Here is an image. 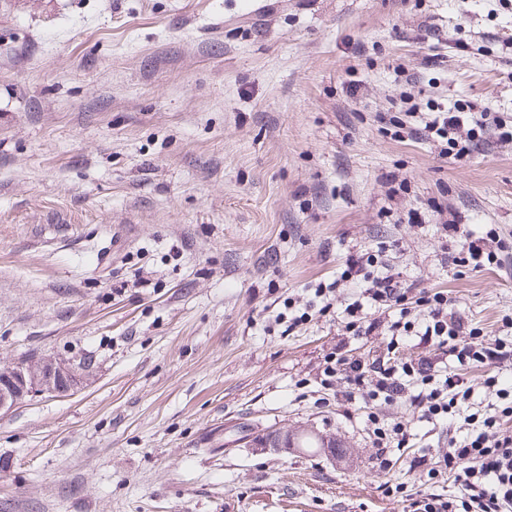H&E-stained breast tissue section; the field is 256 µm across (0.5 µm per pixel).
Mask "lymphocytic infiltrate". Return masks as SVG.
I'll list each match as a JSON object with an SVG mask.
<instances>
[{
	"label": "lymphocytic infiltrate",
	"instance_id": "lymphocytic-infiltrate-1",
	"mask_svg": "<svg viewBox=\"0 0 512 512\" xmlns=\"http://www.w3.org/2000/svg\"><path fill=\"white\" fill-rule=\"evenodd\" d=\"M488 129L474 113L433 106L409 134L445 141L444 155L460 160L484 141ZM447 213L443 204L432 200L427 210L410 209L408 221L419 224L430 215L440 219L445 237L455 247L454 264L480 268L512 250V243L496 229L476 236ZM377 263L376 255L367 251L349 254L341 277L357 281L363 299L378 311L394 309L399 316L384 323L364 320L360 301H355L344 308L346 331L367 336L382 328L390 348H397L400 337L406 336L420 346L438 347L448 354L451 365L436 375L425 360L414 364L389 357L367 364L339 354L326 363L324 385L342 383L345 404L367 410L366 428L382 471L390 463L389 449L404 447L411 431L401 420L379 415V406L405 402L421 417L453 426L457 435L450 438L446 452L423 454L414 461L427 480L444 474L457 489L450 498L429 494L424 512H512V386H503L499 376L504 364H512V343L488 338L481 328L450 317L447 293L406 286L396 276L375 272ZM471 367L483 369L484 385L496 396V404L470 406L471 386L463 371Z\"/></svg>",
	"mask_w": 512,
	"mask_h": 512
}]
</instances>
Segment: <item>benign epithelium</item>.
<instances>
[{"mask_svg": "<svg viewBox=\"0 0 512 512\" xmlns=\"http://www.w3.org/2000/svg\"><path fill=\"white\" fill-rule=\"evenodd\" d=\"M87 376V370L54 358H40L26 363L0 366V416H4L28 400L42 395L63 396L78 387ZM295 430L278 428L276 432L248 437V447L260 453L274 455L294 454Z\"/></svg>", "mask_w": 512, "mask_h": 512, "instance_id": "1", "label": "benign epithelium"}]
</instances>
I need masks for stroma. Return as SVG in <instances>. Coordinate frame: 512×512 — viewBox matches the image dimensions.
Returning <instances> with one entry per match:
<instances>
[{"label": "stroma", "mask_w": 512, "mask_h": 512, "mask_svg": "<svg viewBox=\"0 0 512 512\" xmlns=\"http://www.w3.org/2000/svg\"><path fill=\"white\" fill-rule=\"evenodd\" d=\"M359 91L349 94L350 81ZM512 120L500 0H0V363L91 358L69 395L0 417V512H416L412 460L447 427L405 405L411 445L375 467L359 414L321 383L336 353L385 354L341 317L349 253L447 292L503 333L512 258L452 264L437 198L512 238V143L462 161L397 139L402 92ZM392 173L410 190L390 196ZM337 282L289 328L288 299ZM347 459L262 454L278 427Z\"/></svg>", "instance_id": "1"}]
</instances>
